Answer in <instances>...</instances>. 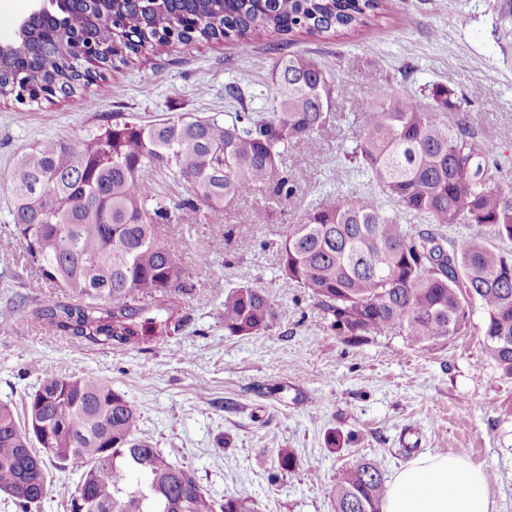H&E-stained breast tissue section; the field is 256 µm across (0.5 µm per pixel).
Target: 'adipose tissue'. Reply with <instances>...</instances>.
<instances>
[{
    "label": "adipose tissue",
    "mask_w": 512,
    "mask_h": 512,
    "mask_svg": "<svg viewBox=\"0 0 512 512\" xmlns=\"http://www.w3.org/2000/svg\"><path fill=\"white\" fill-rule=\"evenodd\" d=\"M383 512H495L486 473L464 457L427 454L389 484Z\"/></svg>",
    "instance_id": "adipose-tissue-1"
}]
</instances>
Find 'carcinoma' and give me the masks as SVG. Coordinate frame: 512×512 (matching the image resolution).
I'll list each match as a JSON object with an SVG mask.
<instances>
[{"instance_id":"cac0c4a2","label":"carcinoma","mask_w":512,"mask_h":512,"mask_svg":"<svg viewBox=\"0 0 512 512\" xmlns=\"http://www.w3.org/2000/svg\"><path fill=\"white\" fill-rule=\"evenodd\" d=\"M383 0H69L59 18L41 17L0 58V98L29 102L70 96L93 81L83 55L111 49L121 62L167 46L279 33L355 30ZM497 21L512 36V0H497ZM278 87L265 112L229 119L168 117L118 121L84 140H43L20 154L11 183L15 234L35 266L32 289L63 298L38 304L50 331L109 349L157 343L183 327L175 294L182 269L172 223L148 172L190 185L182 206L212 211L277 184L279 161L334 119L338 85L314 59L272 63ZM433 109L408 93L376 96L354 117L360 133L349 160L366 189L309 207L277 243L282 277L313 298L351 344L398 331L413 344L467 328L483 313L484 353L512 377V191L498 179L491 149L472 132L455 91L432 88ZM440 112H457L447 121ZM397 204L388 210L382 199ZM466 224L458 244L441 228ZM279 319L267 291L253 285L224 295V331L256 336ZM277 468L293 471V449ZM79 473L69 512H255L247 497L217 500L193 470L176 465L141 430L125 395L93 376H46L29 396L24 423L0 403V494L26 510L46 493V464ZM387 481L365 458L342 469L333 512H383Z\"/></svg>"}]
</instances>
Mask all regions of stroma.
I'll use <instances>...</instances> for the list:
<instances>
[{"label": "stroma", "instance_id": "obj_1", "mask_svg": "<svg viewBox=\"0 0 512 512\" xmlns=\"http://www.w3.org/2000/svg\"><path fill=\"white\" fill-rule=\"evenodd\" d=\"M495 0H389L380 17L348 33L279 35L171 43L105 67L69 97L37 103L0 99V313L29 293L34 269L14 233L9 183L18 155L46 139H90L115 119L225 117L236 111L224 88L238 84L263 112L277 94L271 65L313 57L340 93L335 119L306 145H290L281 171L297 191L273 186L213 212L181 209L191 188L153 172L173 222L185 270L178 298L186 321L167 340L130 350L103 349L49 332L32 319L0 326V402L24 415L47 375H92L109 381L135 407L140 427L172 461L194 469L213 498L242 496L257 512H333L338 472L374 461L386 477L428 453L464 456L488 472L495 512H512V378L483 353L480 308L467 328L421 345L385 331L350 345L337 336L312 298L279 272L276 244L288 225L360 179L344 157L359 134L353 116L386 92H408L422 106L431 88L457 94L482 88L469 108L474 133L503 160L512 188V57L504 56ZM268 220L253 223L256 211ZM223 224L231 237L213 232ZM255 284L279 311L270 330L231 336L224 294ZM294 449L300 467L276 472V451Z\"/></svg>", "mask_w": 512, "mask_h": 512}]
</instances>
